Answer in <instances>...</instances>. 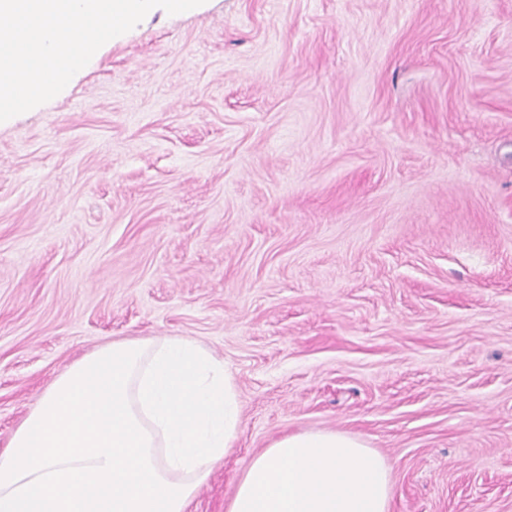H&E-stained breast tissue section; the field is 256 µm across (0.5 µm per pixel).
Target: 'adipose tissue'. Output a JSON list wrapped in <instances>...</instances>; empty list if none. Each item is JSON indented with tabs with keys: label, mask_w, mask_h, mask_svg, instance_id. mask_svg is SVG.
Masks as SVG:
<instances>
[{
	"label": "adipose tissue",
	"mask_w": 512,
	"mask_h": 512,
	"mask_svg": "<svg viewBox=\"0 0 512 512\" xmlns=\"http://www.w3.org/2000/svg\"><path fill=\"white\" fill-rule=\"evenodd\" d=\"M392 468L360 437L288 434L254 456L225 512H390Z\"/></svg>",
	"instance_id": "adipose-tissue-1"
}]
</instances>
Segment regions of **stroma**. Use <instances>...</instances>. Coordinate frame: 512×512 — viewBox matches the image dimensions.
I'll use <instances>...</instances> for the list:
<instances>
[{
    "label": "stroma",
    "mask_w": 512,
    "mask_h": 512,
    "mask_svg": "<svg viewBox=\"0 0 512 512\" xmlns=\"http://www.w3.org/2000/svg\"><path fill=\"white\" fill-rule=\"evenodd\" d=\"M179 336L242 432L343 431L391 512H512V0L156 7L0 122V451L70 363Z\"/></svg>",
    "instance_id": "1"
}]
</instances>
